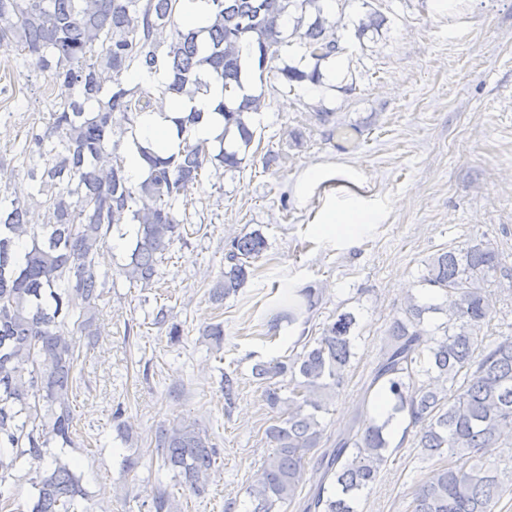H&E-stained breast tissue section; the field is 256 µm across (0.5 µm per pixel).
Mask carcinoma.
Returning a JSON list of instances; mask_svg holds the SVG:
<instances>
[{
  "label": "carcinoma",
  "instance_id": "cac0c4a2",
  "mask_svg": "<svg viewBox=\"0 0 512 512\" xmlns=\"http://www.w3.org/2000/svg\"><path fill=\"white\" fill-rule=\"evenodd\" d=\"M213 23L201 31L175 26L180 0H0V47L16 48L23 62L63 81L73 93L51 104L41 132L20 152L33 182L27 198H0V487L15 479L21 461L36 465L29 512H87V493L73 464L51 447L74 445L71 395L80 357L74 336L98 335L95 316L112 290V274L96 257L121 224L136 227L122 274L144 288L158 281L160 265L184 240L187 217L179 206L210 163L235 171L254 139L248 117L265 106V93L238 96L242 53L264 72L287 44L282 19H294L290 36L315 60L311 71L278 69L288 83L320 79V62L339 52L321 0H209ZM128 71L162 75L157 92L119 81ZM224 133L240 143L218 152L195 140L203 119L193 111L172 118L177 151L160 156L121 137L146 112H163L173 96L210 92ZM120 139H114V135ZM137 152L148 177L131 181L127 154ZM267 249L252 231L231 240L224 272L212 297L222 300L246 283L253 262ZM436 299L408 294L384 338L351 431L320 450L322 415L344 389L355 357L356 315L336 313L309 334L319 292L303 288L288 303V320H302L301 351L251 369L276 418L266 429L274 444L255 484L247 488L252 512H281L296 501L304 512H356L359 496L379 480L390 440L387 423L368 412L372 392L391 398L393 411L419 429L417 447L442 464L415 484L411 512H494L506 492L507 472L486 454L512 427V336L486 338L493 307L485 286L512 295V268L491 241L437 251L418 280ZM154 324L181 329L159 308ZM288 380L283 396L280 380ZM163 465L196 494L204 492L217 455L193 421H174L155 432ZM148 512H177L163 489Z\"/></svg>",
  "mask_w": 512,
  "mask_h": 512
}]
</instances>
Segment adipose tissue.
I'll return each mask as SVG.
<instances>
[{"label": "adipose tissue", "instance_id": "obj_1", "mask_svg": "<svg viewBox=\"0 0 512 512\" xmlns=\"http://www.w3.org/2000/svg\"><path fill=\"white\" fill-rule=\"evenodd\" d=\"M221 98L220 86H212L208 95L192 99L176 97L168 111L143 114L133 136L146 150L163 154L173 152L178 140L172 123L174 116L191 110L204 112L205 118L193 130L195 139L211 141L220 136L224 122L213 109ZM341 171L332 165H313L304 168L293 184V195L301 202L317 192L326 195L322 208L314 216V230L322 236H334L347 243L358 241L373 224L379 223L381 212L369 206L359 195L337 190L333 182Z\"/></svg>", "mask_w": 512, "mask_h": 512}]
</instances>
